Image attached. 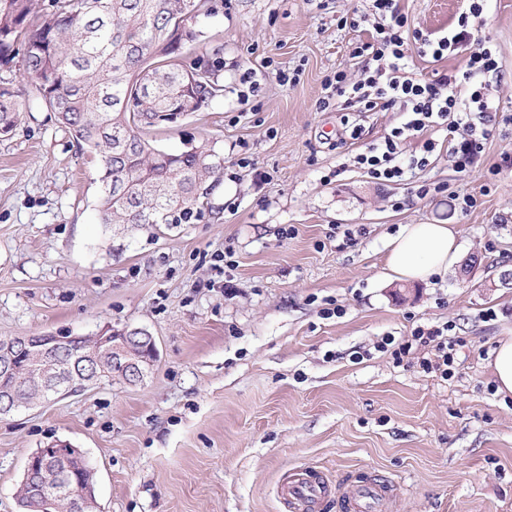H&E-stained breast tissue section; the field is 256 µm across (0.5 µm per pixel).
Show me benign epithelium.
Instances as JSON below:
<instances>
[{
  "instance_id": "benign-epithelium-1",
  "label": "benign epithelium",
  "mask_w": 512,
  "mask_h": 512,
  "mask_svg": "<svg viewBox=\"0 0 512 512\" xmlns=\"http://www.w3.org/2000/svg\"><path fill=\"white\" fill-rule=\"evenodd\" d=\"M80 346V356L76 367L61 371L45 364L44 355L50 350ZM21 350L30 352L31 368L35 369L43 385L40 399L47 400L63 390H76L96 383L107 360L120 368L123 379L128 384H137L150 373L157 348L153 337L142 329L115 330L106 326L92 336H71L67 334L45 333L37 336L6 337L0 339V378L15 372V360ZM48 452L60 462L56 467L59 481L55 485L43 484L40 499L43 512H57L61 502L68 503L70 512H84L85 503L79 493L67 481L72 470V462L83 459L79 449L67 442L56 443Z\"/></svg>"
}]
</instances>
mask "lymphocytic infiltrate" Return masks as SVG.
<instances>
[{"label":"lymphocytic infiltrate","instance_id":"f902f5d3","mask_svg":"<svg viewBox=\"0 0 512 512\" xmlns=\"http://www.w3.org/2000/svg\"><path fill=\"white\" fill-rule=\"evenodd\" d=\"M369 9L380 22L369 39L356 40L349 52L351 58L362 59L360 74L354 78L339 69L326 78L327 96L320 101V109L333 106L340 112H378L395 104L402 106L406 114L402 125L354 157L358 168L375 180L397 183L407 171L425 170L435 149L426 133L437 127L448 131V149L458 172L472 171L482 158L484 143L500 110L486 80L502 74L492 38H479L473 32L472 21L483 12L480 0H468L447 29L431 35L410 29L397 0H370ZM414 52L436 61L462 53L466 65L456 72L437 71L426 77L409 66ZM452 329L449 323L441 328L419 326L407 340L398 342L388 337L383 344L390 347L398 362L413 348L433 347L435 359H422L420 365L447 380L454 375L456 348L461 343Z\"/></svg>","mask_w":512,"mask_h":512}]
</instances>
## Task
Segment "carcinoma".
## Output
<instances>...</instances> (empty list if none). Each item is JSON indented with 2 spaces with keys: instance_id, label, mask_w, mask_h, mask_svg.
Listing matches in <instances>:
<instances>
[{
  "instance_id": "1",
  "label": "carcinoma",
  "mask_w": 512,
  "mask_h": 512,
  "mask_svg": "<svg viewBox=\"0 0 512 512\" xmlns=\"http://www.w3.org/2000/svg\"><path fill=\"white\" fill-rule=\"evenodd\" d=\"M210 0H0V61L22 55L38 98L97 159L101 224H188L203 212L220 162L199 147L170 153L147 134L166 112H198L218 96L221 51L199 45ZM199 53L185 64L187 46ZM20 92L0 81V135L17 127ZM5 381L37 386L27 359Z\"/></svg>"
}]
</instances>
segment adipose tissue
<instances>
[{"mask_svg": "<svg viewBox=\"0 0 512 512\" xmlns=\"http://www.w3.org/2000/svg\"><path fill=\"white\" fill-rule=\"evenodd\" d=\"M392 278L427 282L444 275L459 256L457 234L449 224H405L387 244Z\"/></svg>", "mask_w": 512, "mask_h": 512, "instance_id": "obj_1", "label": "adipose tissue"}]
</instances>
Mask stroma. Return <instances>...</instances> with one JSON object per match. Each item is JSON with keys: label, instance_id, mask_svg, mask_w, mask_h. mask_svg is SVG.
Wrapping results in <instances>:
<instances>
[{"label": "stroma", "instance_id": "obj_1", "mask_svg": "<svg viewBox=\"0 0 512 512\" xmlns=\"http://www.w3.org/2000/svg\"><path fill=\"white\" fill-rule=\"evenodd\" d=\"M215 2L197 28L223 48L219 96L148 135L222 163L189 224H100L96 159L36 99L21 58L0 62L23 104L0 137V338L109 324L148 331L158 350L138 384L101 381L0 417V512H19L27 458L55 440L94 468L99 512H285L277 487L295 468L338 487L355 475L399 483L378 512H512V394L491 369L512 337V168L487 172L512 155V124L496 126L470 175L435 129L426 170L377 183L353 156L403 112L319 107L327 75L359 69L347 47L373 24L367 0ZM462 5L399 0L426 33ZM348 13L361 29L339 25ZM478 30L497 47L492 90L512 114V0H487ZM345 120L362 134L340 145ZM455 193L475 206L460 213ZM402 224L454 225L476 266L388 282L386 244ZM338 306L344 315L326 316ZM448 322L465 342L450 380L420 367L430 349L397 363L378 347Z\"/></svg>", "mask_w": 512, "mask_h": 512}]
</instances>
